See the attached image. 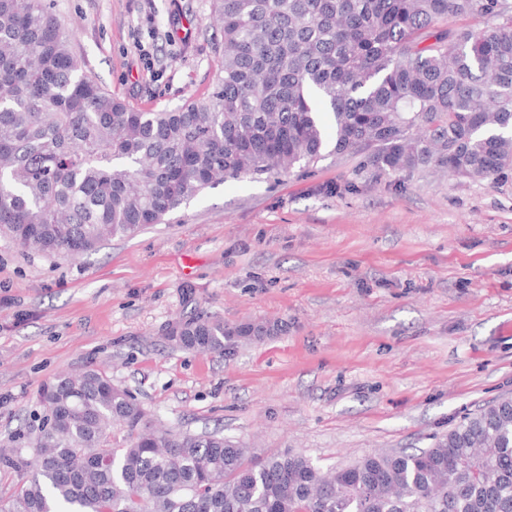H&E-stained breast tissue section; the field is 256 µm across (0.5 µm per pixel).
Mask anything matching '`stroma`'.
<instances>
[{"label":"stroma","instance_id":"stroma-1","mask_svg":"<svg viewBox=\"0 0 512 512\" xmlns=\"http://www.w3.org/2000/svg\"><path fill=\"white\" fill-rule=\"evenodd\" d=\"M54 6L82 68L131 106L211 93V0ZM193 312L286 328L221 356L177 348L166 333ZM88 364L164 425L326 469L427 447L512 395V171L377 179L328 152L82 257L0 238V446L37 437V390Z\"/></svg>","mask_w":512,"mask_h":512}]
</instances>
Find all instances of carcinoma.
Returning a JSON list of instances; mask_svg holds the SVG:
<instances>
[{
	"label": "carcinoma",
	"mask_w": 512,
	"mask_h": 512,
	"mask_svg": "<svg viewBox=\"0 0 512 512\" xmlns=\"http://www.w3.org/2000/svg\"><path fill=\"white\" fill-rule=\"evenodd\" d=\"M213 12L208 99L142 112L80 66L49 0H0L1 236L81 257L210 186L308 167L329 145L376 176L512 169V0H213ZM280 331L195 315L168 335L221 356ZM37 401L48 426L0 448V473H31L0 512H512L509 400L427 448L327 472L163 428L95 367L44 383Z\"/></svg>",
	"instance_id": "1"
}]
</instances>
